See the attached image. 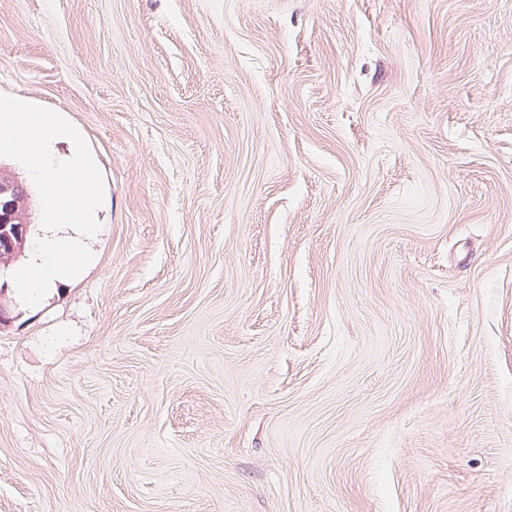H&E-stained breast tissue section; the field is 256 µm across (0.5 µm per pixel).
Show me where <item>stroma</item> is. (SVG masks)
I'll list each match as a JSON object with an SVG mask.
<instances>
[{"label":"stroma","instance_id":"35a3bbf8","mask_svg":"<svg viewBox=\"0 0 512 512\" xmlns=\"http://www.w3.org/2000/svg\"><path fill=\"white\" fill-rule=\"evenodd\" d=\"M104 202L0 278V512H512V0H0Z\"/></svg>","mask_w":512,"mask_h":512}]
</instances>
